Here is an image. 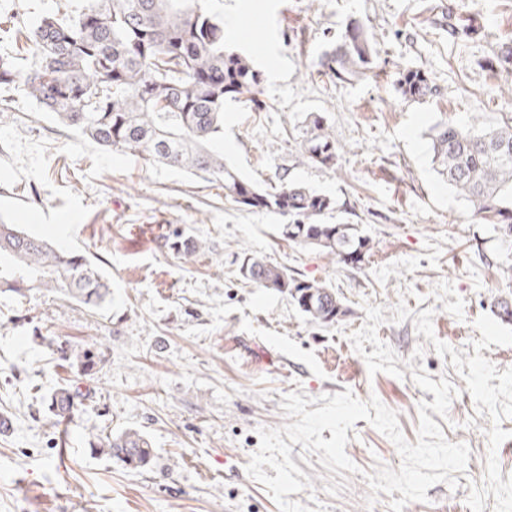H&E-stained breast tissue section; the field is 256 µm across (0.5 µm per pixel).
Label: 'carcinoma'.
<instances>
[{"instance_id":"cac0c4a2","label":"carcinoma","mask_w":512,"mask_h":512,"mask_svg":"<svg viewBox=\"0 0 512 512\" xmlns=\"http://www.w3.org/2000/svg\"><path fill=\"white\" fill-rule=\"evenodd\" d=\"M212 0H88L73 19L46 15L28 29L31 64L17 69L0 57V85L24 86L40 108L60 124L100 147L138 154L168 167L201 174L224 186L225 197L252 211L276 210L288 216L279 235L318 249L342 263L367 254L371 240L354 224H326L333 200L299 184L270 192L243 180L224 161V101L263 108L260 75L242 55L226 49L224 24ZM376 49L364 26L351 23L334 48L324 52L317 75L335 83L360 78L372 69ZM396 87L403 98L423 101L439 94L425 71L402 66ZM341 146L320 115L310 119L301 143L307 161L336 164ZM432 164L444 182L493 224L503 243H512V122L481 126L438 120L431 127ZM249 281L286 293L312 323L330 324L342 314L336 292L323 282L302 280L288 269L255 257L244 258ZM58 288L87 309L105 302L110 288L83 253L60 249L0 223V288L20 294L30 287ZM495 316L512 323V297L491 303ZM83 394L67 385L46 404L59 418L82 404ZM90 448L125 465L146 470L153 461L150 440L133 429L99 437Z\"/></svg>"}]
</instances>
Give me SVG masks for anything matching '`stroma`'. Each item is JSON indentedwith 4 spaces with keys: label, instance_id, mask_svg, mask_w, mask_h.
Instances as JSON below:
<instances>
[{
    "label": "stroma",
    "instance_id": "stroma-1",
    "mask_svg": "<svg viewBox=\"0 0 512 512\" xmlns=\"http://www.w3.org/2000/svg\"><path fill=\"white\" fill-rule=\"evenodd\" d=\"M85 0H0V16L34 23L77 14ZM227 47L260 72L263 111L224 103V158L262 187L303 183L331 197L328 224H356L371 239L348 266L283 240L276 211H247L221 186L189 172L98 147L39 109L23 88L0 90V221L87 255L111 284L89 311L63 292H0V512H279L246 464L257 427L285 424L284 395L352 391L377 397L416 442L418 405L433 402L411 366L447 378L458 394L442 430L470 449L457 487L439 483L403 512H512V324L491 309L512 292L500 267L507 249L491 225L443 183L428 133L441 117L512 118V71L487 62L512 40V0H213ZM476 20L449 36V21ZM364 24L377 57L367 76L322 82L320 55L351 21ZM428 71L441 89L426 102L395 87L402 65ZM323 115L342 151L335 166L308 163L301 142ZM196 240L186 258L166 247ZM256 255L335 289L344 316L311 323L285 294L244 279ZM71 364H57V347ZM423 356H416V349ZM91 352L96 362L82 372ZM64 384L89 394L70 420L45 397ZM146 433L155 464L138 472L91 451L98 435ZM345 451L358 471L332 495L310 455L326 512H390L366 505L365 473L399 467L394 444L365 420Z\"/></svg>",
    "mask_w": 512,
    "mask_h": 512
}]
</instances>
